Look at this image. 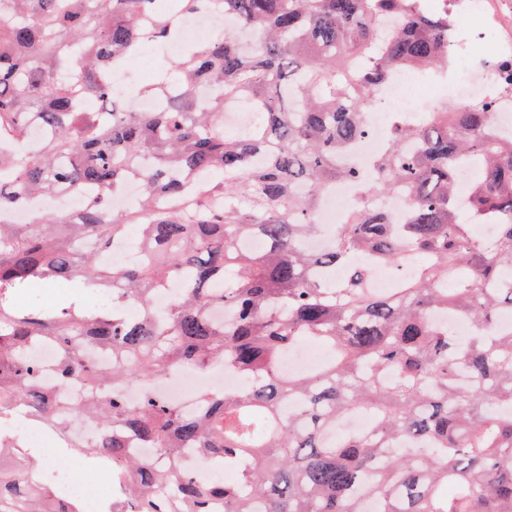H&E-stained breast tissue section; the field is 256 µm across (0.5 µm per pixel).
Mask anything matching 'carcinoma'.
<instances>
[{
  "label": "carcinoma",
  "instance_id": "1",
  "mask_svg": "<svg viewBox=\"0 0 512 512\" xmlns=\"http://www.w3.org/2000/svg\"><path fill=\"white\" fill-rule=\"evenodd\" d=\"M432 0H0V210L41 196L80 199L74 212L33 210L0 222V512H81L37 482L4 421L28 410L54 420L69 404L39 385L30 344L58 346L61 382L82 379L80 412L104 427L79 447L112 470L119 491L103 512H512V332L493 329L512 311V133H485L494 99L442 103L418 124L390 119L387 143L364 165L348 154L364 136L374 92L401 68L448 70L463 48L454 15ZM207 8L255 32L246 51L219 32L184 38L183 22ZM180 43L171 72L133 94L150 111L122 107L110 71L145 41ZM208 90L203 106L196 98ZM246 102L249 127L224 131V112ZM39 146L21 150L30 126ZM477 159L479 181L456 197L458 171ZM138 200L112 206L130 176ZM337 181L354 199L330 246L310 252L322 195ZM405 188L404 215L371 207ZM475 224L496 227L487 244ZM136 230L147 251L133 267L101 261L114 239ZM259 236L258 253L241 243ZM371 264L410 259L412 278L377 293ZM350 268L325 284L321 270ZM188 269L192 280L168 309L153 296ZM86 281L137 304L139 316L64 298L52 311L21 310L35 282ZM228 307L231 322L210 312ZM439 309L481 330L458 342L434 323ZM301 340L332 359L290 376L280 358ZM112 349L101 371L84 351ZM222 367L244 381L206 389L184 415L151 391L168 373ZM138 382L131 406L106 389ZM298 401L288 419L283 400ZM367 411L373 427L336 436V422ZM134 435L156 460L128 450ZM428 449L407 455L395 445ZM193 449L237 473L208 484L166 463ZM13 464L4 466L5 458Z\"/></svg>",
  "mask_w": 512,
  "mask_h": 512
}]
</instances>
